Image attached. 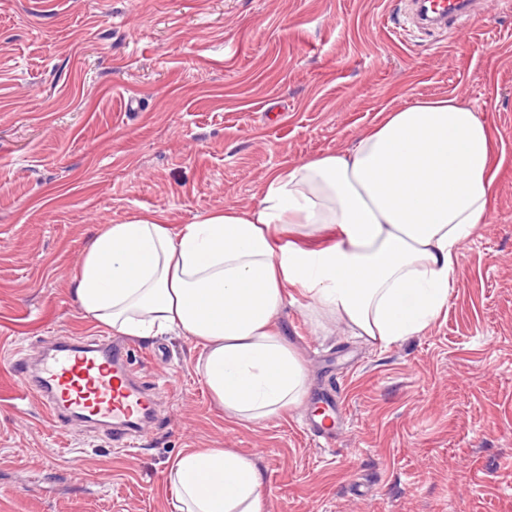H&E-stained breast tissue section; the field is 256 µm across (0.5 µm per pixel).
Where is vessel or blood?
Segmentation results:
<instances>
[{"mask_svg": "<svg viewBox=\"0 0 512 512\" xmlns=\"http://www.w3.org/2000/svg\"><path fill=\"white\" fill-rule=\"evenodd\" d=\"M415 17H427L456 32L476 12L477 0H414ZM130 346L108 337L55 340L37 373L14 362L21 398L35 399L54 423L74 429L108 426L115 442L136 447L144 424L158 416L157 400L130 361Z\"/></svg>", "mask_w": 512, "mask_h": 512, "instance_id": "b4317fda", "label": "vessel or blood"}]
</instances>
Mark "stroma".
Segmentation results:
<instances>
[{"instance_id":"stroma-1","label":"stroma","mask_w":512,"mask_h":512,"mask_svg":"<svg viewBox=\"0 0 512 512\" xmlns=\"http://www.w3.org/2000/svg\"><path fill=\"white\" fill-rule=\"evenodd\" d=\"M405 0H0V512H170L180 453L255 458L266 512H512V6L460 36L408 34ZM477 107L506 161L448 304L383 347L287 291L277 326L304 401L225 415L193 337L133 339L164 418L146 443L62 430L20 405L12 362L40 337L104 335L74 276L107 225L171 230L255 206L270 170L345 149L414 100ZM337 392L331 446L305 429Z\"/></svg>"}]
</instances>
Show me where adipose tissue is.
Instances as JSON below:
<instances>
[{"instance_id":"obj_1","label":"adipose tissue","mask_w":512,"mask_h":512,"mask_svg":"<svg viewBox=\"0 0 512 512\" xmlns=\"http://www.w3.org/2000/svg\"><path fill=\"white\" fill-rule=\"evenodd\" d=\"M492 129L443 96L387 112L350 148L272 170L256 207H227L172 231L141 214L99 232L77 269L85 319L140 339L190 336L225 414L259 421L299 403L305 368L275 327L285 290L314 313L388 346L418 336L448 303L462 243L490 218ZM335 241H284L323 229ZM253 458L224 448L179 454L172 512H265Z\"/></svg>"}]
</instances>
